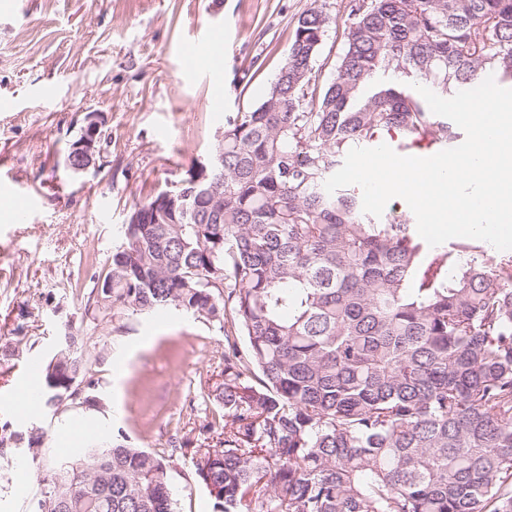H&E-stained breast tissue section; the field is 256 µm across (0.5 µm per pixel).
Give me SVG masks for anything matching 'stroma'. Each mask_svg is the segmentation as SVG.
Segmentation results:
<instances>
[{
	"label": "stroma",
	"instance_id": "stroma-1",
	"mask_svg": "<svg viewBox=\"0 0 512 512\" xmlns=\"http://www.w3.org/2000/svg\"><path fill=\"white\" fill-rule=\"evenodd\" d=\"M341 0H0V165L38 205L15 216L0 186V433L36 426L40 462L0 468V512H27L46 464L127 436L165 456L176 512H215L195 476V451L214 447L224 410L203 402L224 378L218 324L173 311L84 316L83 295L136 204L206 162L227 116L259 105L301 16ZM216 36L208 70L190 60L191 37ZM346 25L329 28L312 80L336 76ZM52 90L53 101L41 94ZM222 111H215V100ZM102 124L96 165L64 162L87 114ZM81 330L103 348L87 376L98 409H27L25 363L45 366L55 338ZM178 451H171V443Z\"/></svg>",
	"mask_w": 512,
	"mask_h": 512
}]
</instances>
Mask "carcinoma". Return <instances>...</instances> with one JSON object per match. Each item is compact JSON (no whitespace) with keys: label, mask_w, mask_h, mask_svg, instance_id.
Here are the masks:
<instances>
[{"label":"carcinoma","mask_w":512,"mask_h":512,"mask_svg":"<svg viewBox=\"0 0 512 512\" xmlns=\"http://www.w3.org/2000/svg\"><path fill=\"white\" fill-rule=\"evenodd\" d=\"M336 78L310 90L337 18H299L266 98L229 116L224 216L173 186L154 224L122 225L112 288L85 315L173 308L237 327L215 400L224 441L198 480L217 512H512V258L469 240L430 248L407 220L376 222L325 181L347 152L394 133L457 137L412 85L439 96L485 73L512 83V0H349ZM45 367L43 403L96 407L80 384L101 352ZM36 429L0 448L40 446ZM44 473L32 512H175L165 457L120 440Z\"/></svg>","instance_id":"obj_1"}]
</instances>
